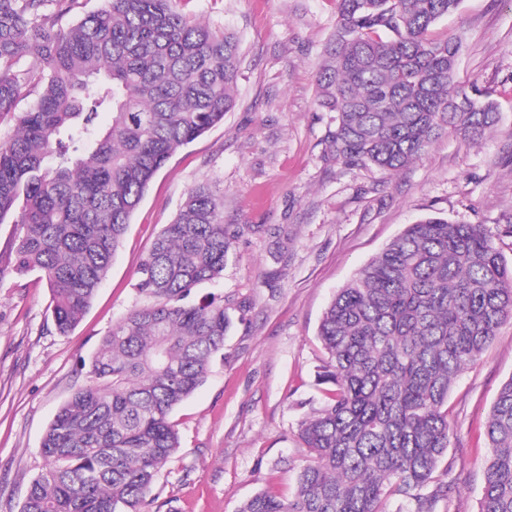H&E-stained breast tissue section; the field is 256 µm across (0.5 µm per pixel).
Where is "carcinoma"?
Returning <instances> with one entry per match:
<instances>
[{"instance_id": "1", "label": "carcinoma", "mask_w": 512, "mask_h": 512, "mask_svg": "<svg viewBox=\"0 0 512 512\" xmlns=\"http://www.w3.org/2000/svg\"><path fill=\"white\" fill-rule=\"evenodd\" d=\"M183 0H0V224L13 272L37 274L65 334L106 279L150 183L234 106L239 40ZM461 0H338L317 105L336 113L326 148L389 173L448 132L481 141L498 106L455 82L460 37L430 35ZM33 98L25 111L19 104ZM107 114L110 122L102 125ZM231 243L223 189L193 187L138 267L144 303L81 361L86 383L46 428L48 469L21 512H146L177 448L170 416L224 352ZM512 320V265L483 224L429 214L340 288L318 329L328 400L300 423L309 451L293 499L238 512H431L448 450V393ZM481 512H512V378L487 422Z\"/></svg>"}]
</instances>
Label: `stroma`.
<instances>
[{
  "label": "stroma",
  "mask_w": 512,
  "mask_h": 512,
  "mask_svg": "<svg viewBox=\"0 0 512 512\" xmlns=\"http://www.w3.org/2000/svg\"><path fill=\"white\" fill-rule=\"evenodd\" d=\"M187 12L241 42L236 105L222 124L175 153L133 215L106 281L78 326L56 332L45 280L19 279L0 224V512H20L47 463L42 435L84 379L78 374L113 324L140 305L137 268L188 191L224 190L231 247L219 282L232 320L202 386L171 414L180 446L155 491L170 512H236L261 491L292 499L309 453L299 423L323 395L318 325L333 294L408 224L427 214L496 229L512 262V0H462L433 32L463 40L455 80L497 102L480 142L454 134L405 169L348 168L326 151L334 115L317 108V79L336 0H188ZM512 378V321L504 322L448 394L446 462L452 507L479 512L490 456L486 424Z\"/></svg>",
  "instance_id": "1"
}]
</instances>
